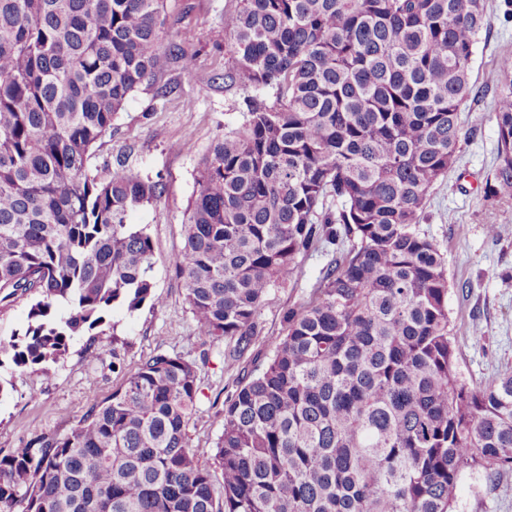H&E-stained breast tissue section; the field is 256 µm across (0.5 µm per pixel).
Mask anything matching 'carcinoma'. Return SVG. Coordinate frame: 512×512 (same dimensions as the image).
Returning a JSON list of instances; mask_svg holds the SVG:
<instances>
[{
	"label": "carcinoma",
	"instance_id": "carcinoma-1",
	"mask_svg": "<svg viewBox=\"0 0 512 512\" xmlns=\"http://www.w3.org/2000/svg\"><path fill=\"white\" fill-rule=\"evenodd\" d=\"M164 0H0V303L31 301L0 356L47 370L153 292L132 210L162 179L91 164L131 94L180 59ZM484 0H231L230 83L257 92L205 158L174 263L197 336L249 341L312 244L341 247L224 401L211 461L190 444L198 368L144 358L59 435L0 456V512H452L461 476L512 469V374L460 379L429 190L466 138ZM483 198L512 197V55ZM273 90V101L259 92ZM220 470L217 484L213 471Z\"/></svg>",
	"mask_w": 512,
	"mask_h": 512
}]
</instances>
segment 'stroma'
Listing matches in <instances>:
<instances>
[{"label": "stroma", "mask_w": 512, "mask_h": 512, "mask_svg": "<svg viewBox=\"0 0 512 512\" xmlns=\"http://www.w3.org/2000/svg\"><path fill=\"white\" fill-rule=\"evenodd\" d=\"M227 0H164L163 43L182 41L193 59L191 71L170 61L154 80L129 97L112 132L95 147L94 165L125 157L141 176L162 178L166 189L157 203L139 207L131 223L146 227L154 244L150 273L161 307L135 312L117 307L115 357L96 358L94 339L74 337L67 354L51 366L19 368L0 359V453L24 447L45 432L67 433L91 399L109 397L154 353L178 354L198 367L199 392L189 426L191 445L209 460L223 424L224 400L237 379L262 367L271 354L288 308L308 300L336 257V247L316 243L303 258L294 284L268 292L251 343L239 360L233 346L198 338L174 275L182 247V225L197 189L202 163L213 141L246 120L245 90L224 82L234 59L224 41ZM490 25L481 31L472 63L480 97L462 114L469 136L448 176L430 191L426 227L440 243L448 274V313L457 337L462 380L487 386L512 372V198L483 201L482 187L497 163L498 132L487 115L502 80L498 59L512 53V14L504 0H486ZM500 225L494 241L486 227ZM455 512H512V471L464 474L457 486Z\"/></svg>", "instance_id": "1"}]
</instances>
